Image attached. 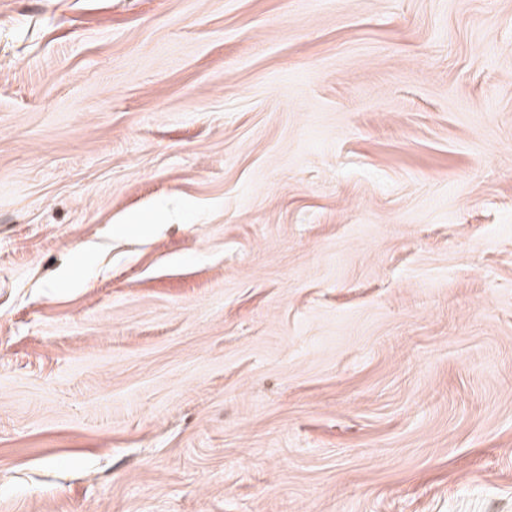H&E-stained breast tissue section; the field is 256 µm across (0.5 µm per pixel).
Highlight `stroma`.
Returning <instances> with one entry per match:
<instances>
[{
    "mask_svg": "<svg viewBox=\"0 0 512 512\" xmlns=\"http://www.w3.org/2000/svg\"><path fill=\"white\" fill-rule=\"evenodd\" d=\"M0 512H512V0H0Z\"/></svg>",
    "mask_w": 512,
    "mask_h": 512,
    "instance_id": "stroma-1",
    "label": "stroma"
}]
</instances>
